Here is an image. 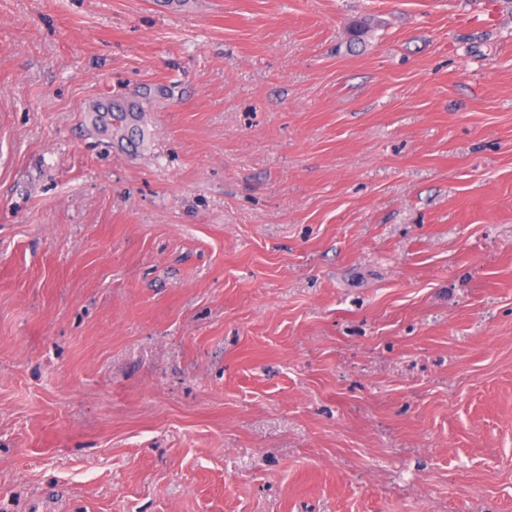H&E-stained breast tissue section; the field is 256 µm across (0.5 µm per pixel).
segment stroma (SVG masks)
Instances as JSON below:
<instances>
[{
	"label": "stroma",
	"instance_id": "35a3bbf8",
	"mask_svg": "<svg viewBox=\"0 0 512 512\" xmlns=\"http://www.w3.org/2000/svg\"><path fill=\"white\" fill-rule=\"evenodd\" d=\"M0 512H512V0H0ZM97 118L94 122V129L101 133L110 134L112 137H122L128 127L129 121L136 117L121 106L107 107L105 112H95Z\"/></svg>",
	"mask_w": 512,
	"mask_h": 512
}]
</instances>
